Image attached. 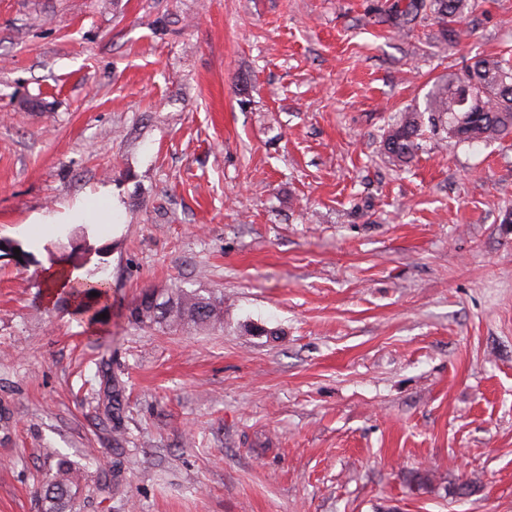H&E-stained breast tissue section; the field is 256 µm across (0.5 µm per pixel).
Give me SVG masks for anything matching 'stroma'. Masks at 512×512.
I'll list each match as a JSON object with an SVG mask.
<instances>
[{"label": "stroma", "mask_w": 512, "mask_h": 512, "mask_svg": "<svg viewBox=\"0 0 512 512\" xmlns=\"http://www.w3.org/2000/svg\"><path fill=\"white\" fill-rule=\"evenodd\" d=\"M391 2L0 0V512H42L63 456L71 512H512V138L379 152L512 60V0L452 41ZM103 191L108 227L56 223ZM54 266L108 279L100 322ZM176 284L223 329L131 321Z\"/></svg>", "instance_id": "1"}]
</instances>
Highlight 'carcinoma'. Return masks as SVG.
Here are the masks:
<instances>
[{"instance_id": "cac0c4a2", "label": "carcinoma", "mask_w": 512, "mask_h": 512, "mask_svg": "<svg viewBox=\"0 0 512 512\" xmlns=\"http://www.w3.org/2000/svg\"><path fill=\"white\" fill-rule=\"evenodd\" d=\"M471 9V0H394L388 12L399 25L418 17L431 16L444 36L458 37L454 25ZM475 103L467 112L458 103L464 92ZM441 126L458 143L492 142L512 136V62L495 55L475 59L457 72L437 81L425 95L424 107L401 112L388 125L381 140V153L392 165L402 168L414 160L418 139L425 124ZM109 291L101 278L85 277L79 287L64 293V300L95 321L106 311ZM134 321L161 329H224V297L203 294L196 289L167 288L155 304L143 312L131 313ZM80 488V471L61 458L42 494L43 512H70Z\"/></svg>"}]
</instances>
